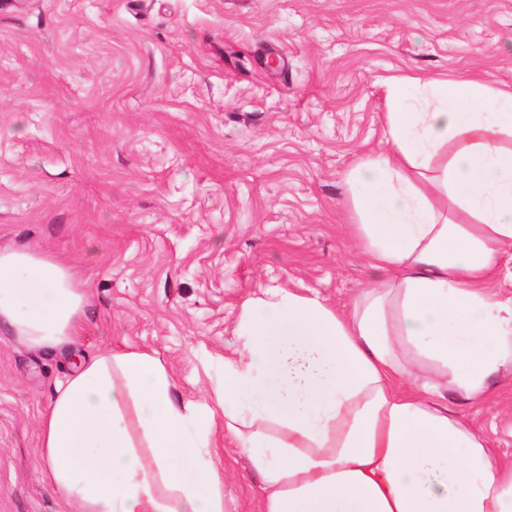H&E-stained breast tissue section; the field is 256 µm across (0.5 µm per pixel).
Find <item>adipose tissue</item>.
<instances>
[{
  "label": "adipose tissue",
  "instance_id": "1",
  "mask_svg": "<svg viewBox=\"0 0 512 512\" xmlns=\"http://www.w3.org/2000/svg\"><path fill=\"white\" fill-rule=\"evenodd\" d=\"M388 149L349 171L372 284L351 307L282 288L246 299L224 375L185 400L153 352L79 359L42 415L66 512H224L215 425L259 475V512H512V463L456 417L512 371V88L473 77L387 84ZM72 268L0 249V326L74 345Z\"/></svg>",
  "mask_w": 512,
  "mask_h": 512
}]
</instances>
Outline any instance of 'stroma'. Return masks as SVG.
<instances>
[{
    "label": "stroma",
    "mask_w": 512,
    "mask_h": 512,
    "mask_svg": "<svg viewBox=\"0 0 512 512\" xmlns=\"http://www.w3.org/2000/svg\"><path fill=\"white\" fill-rule=\"evenodd\" d=\"M443 74L512 85V0H0V247L76 267V352L153 351L202 398L243 300L368 285L346 174L386 145L385 80ZM71 369L0 329V512H63L40 421ZM451 406L512 460V376ZM219 457L224 512H257Z\"/></svg>",
    "instance_id": "35a3bbf8"
}]
</instances>
